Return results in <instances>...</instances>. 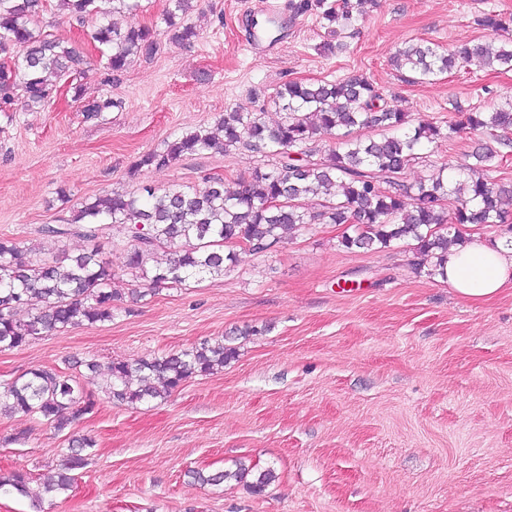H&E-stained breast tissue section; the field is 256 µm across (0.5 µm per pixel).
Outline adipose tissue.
<instances>
[{
  "label": "adipose tissue",
  "mask_w": 512,
  "mask_h": 512,
  "mask_svg": "<svg viewBox=\"0 0 512 512\" xmlns=\"http://www.w3.org/2000/svg\"><path fill=\"white\" fill-rule=\"evenodd\" d=\"M443 281L460 297L482 302L512 288V246L472 236L448 250Z\"/></svg>",
  "instance_id": "ef3b65f1"
}]
</instances>
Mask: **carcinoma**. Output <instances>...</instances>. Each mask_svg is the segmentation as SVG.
I'll return each instance as SVG.
<instances>
[{"label": "carcinoma", "instance_id": "1", "mask_svg": "<svg viewBox=\"0 0 512 512\" xmlns=\"http://www.w3.org/2000/svg\"><path fill=\"white\" fill-rule=\"evenodd\" d=\"M75 21L83 25L108 12L98 0H60ZM192 0H170L164 22L175 43L190 41L198 31L185 23ZM368 0H302L297 10L318 11L329 34L337 36L363 14ZM44 0H0V52L19 54L0 63V112L32 109L47 102L57 81L80 73L83 59L58 38L37 34L31 21L43 11ZM477 25L495 33L512 30V21L488 14ZM92 39L109 47L107 69L123 71L135 58L150 57L157 44L147 27L120 29L108 21L95 26ZM478 60L512 70V38L492 45L469 41L452 49L434 43H416L391 59L407 83H431L453 69ZM75 95L88 118L109 112L117 102ZM273 103L283 113L273 126L256 112L224 113L214 130L200 127L163 147L143 154L136 168L162 169L187 155L204 151L227 153L238 147L269 153L278 158L271 168H256L237 180L232 190L222 177H203L193 186L145 187L142 197L114 193L84 203L61 224H47L41 233L61 241L79 237L92 242L106 225L121 226L126 233L122 248L125 268L135 282L139 299L191 280L224 275L237 262L235 248L245 245L254 254L267 252L287 231L308 224H347L353 234L341 244L368 251L388 248L398 241H414L419 254L435 259L428 275L435 276L459 240L458 225L506 226V243H512V186L491 177L498 154L478 150L475 162L453 167L442 164L423 179L411 181L406 172L423 158L435 140L445 136L442 127L409 115L388 104L374 82L362 76L339 81L283 84ZM379 130V137H362L357 131ZM468 128L475 132L507 134L512 131V96L500 100L491 112H469L458 123H448V134ZM336 138L325 151L317 139ZM21 242L0 237V347L18 348L53 331L112 321L122 295L112 287L115 274L94 247L74 256L22 260ZM25 308L28 316L17 317ZM237 354L225 342L204 341L162 357L114 361L104 367L91 358L83 361L97 390L60 369L38 367L0 386V415L22 413L36 417L62 433L96 406L95 392L120 404L165 401L188 379L224 368ZM96 441L89 435L69 439L64 463L31 488L32 477L22 471L0 473V494L53 497L70 490L74 471L85 467ZM249 473L237 470L204 474L190 472L203 485L219 487L227 479L243 480ZM270 468L249 482L254 494L265 492L274 480Z\"/></svg>", "mask_w": 512, "mask_h": 512}]
</instances>
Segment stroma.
<instances>
[{
  "label": "stroma",
  "mask_w": 512,
  "mask_h": 512,
  "mask_svg": "<svg viewBox=\"0 0 512 512\" xmlns=\"http://www.w3.org/2000/svg\"><path fill=\"white\" fill-rule=\"evenodd\" d=\"M299 2L280 0L289 25L276 49L259 55L242 0H195L188 21L199 35L184 44L171 41L162 20L168 0H141L136 15L112 20L152 28L157 50L112 75L89 27L49 0L34 29L75 46L86 62L44 106L0 112V236L35 246L42 225L96 197H137L146 185L196 184L205 175L231 184L270 166L271 158L240 148L135 168L143 154L232 109L276 123L272 98L291 80L363 75L391 105L443 127L512 95V71L476 61L430 84L402 82L390 64L410 43L499 44L476 19L512 18V0H373L332 55L317 50L327 38L323 20L295 12ZM79 90L116 106L86 118ZM481 144L500 146L466 131L437 140L429 162L413 164L407 177L427 176L433 161H468ZM346 232L343 224L307 225L265 254L239 251L224 276L126 298L111 321L0 349V383L72 357L151 358L225 336L237 349L223 371L190 379L166 401H98L73 427L97 446L72 488L39 508L1 495L0 512H512V288L469 302L429 276L432 258L406 245L348 249L340 244ZM124 237L106 228L92 243L119 289L130 286ZM92 244L70 237L52 250ZM250 327L259 335H247ZM67 445L37 419L0 417L1 471L42 478ZM240 463L254 473L274 469L263 495L242 481L214 489L190 476Z\"/></svg>",
  "instance_id": "1"
}]
</instances>
